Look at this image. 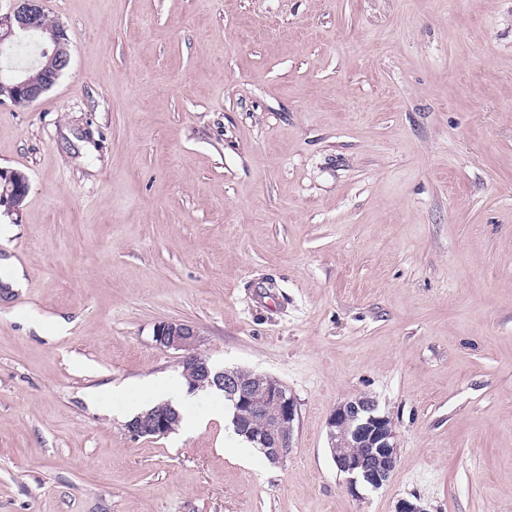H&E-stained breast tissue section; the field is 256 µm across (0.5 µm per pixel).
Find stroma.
Instances as JSON below:
<instances>
[{"label":"stroma","instance_id":"35a3bbf8","mask_svg":"<svg viewBox=\"0 0 512 512\" xmlns=\"http://www.w3.org/2000/svg\"><path fill=\"white\" fill-rule=\"evenodd\" d=\"M71 64L0 104V512H512V0H44ZM24 285L10 287L13 267ZM294 398L132 437L104 387L180 378L157 324ZM392 418L347 491L326 419ZM28 190V179L24 173L0 170V207L5 206L7 213H19ZM329 449L337 470L347 476V490L359 498V488L383 487L393 472L398 454L397 434L392 419L378 411L367 396L344 400L336 405L326 421ZM336 448L356 452L336 454Z\"/></svg>","mask_w":512,"mask_h":512}]
</instances>
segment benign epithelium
I'll list each match as a JSON object with an SVG mask.
<instances>
[{
  "label": "benign epithelium",
  "mask_w": 512,
  "mask_h": 512,
  "mask_svg": "<svg viewBox=\"0 0 512 512\" xmlns=\"http://www.w3.org/2000/svg\"><path fill=\"white\" fill-rule=\"evenodd\" d=\"M43 14V0H13L7 12H0V47L31 38L37 42L43 61L42 68L34 75L27 69L0 70V88L17 106L38 101L70 64L65 30L43 25ZM28 190L24 173L0 170V207H6L11 214L19 213ZM154 339L162 348L182 352V365L189 367L195 376L194 389L213 386L223 389L233 404L236 420L252 417L264 420L266 427L257 442L272 462H283L292 447L297 406L279 380L260 376L257 383L248 385L234 369H214L198 352L200 332L188 321L159 323ZM176 415L171 404H158L128 422L126 428L136 437H165L173 431ZM326 426L331 456L337 470L347 476L351 496L360 497L359 488L364 485L379 489L388 482L397 461V434L392 419L379 413L372 398L361 396L338 403ZM338 448H365L367 452L338 454Z\"/></svg>",
  "instance_id": "obj_1"
}]
</instances>
